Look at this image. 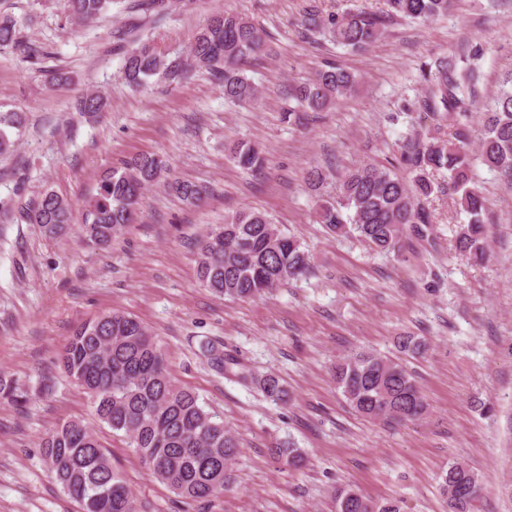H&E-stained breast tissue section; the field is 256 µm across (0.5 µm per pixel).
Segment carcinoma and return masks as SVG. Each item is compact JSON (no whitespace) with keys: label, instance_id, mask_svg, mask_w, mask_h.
I'll return each instance as SVG.
<instances>
[{"label":"carcinoma","instance_id":"cac0c4a2","mask_svg":"<svg viewBox=\"0 0 512 512\" xmlns=\"http://www.w3.org/2000/svg\"><path fill=\"white\" fill-rule=\"evenodd\" d=\"M454 0H384L385 14L421 22L448 15ZM112 0H68V22L81 27L109 10ZM300 27L307 33L328 29L332 39L353 51H366L385 36L383 17L364 8L345 10L327 18L314 10L306 12ZM266 29L240 14L218 12L196 33L186 59H170L145 43L125 57L124 74L137 90L156 74L183 80L193 69L212 72L224 87V98L249 105L257 98L255 85L240 65L266 50ZM24 49L21 24L11 15H0V51ZM475 51L458 71L453 60H440L435 70H422L427 93L417 109L453 128L452 141L433 137L415 145L406 156L411 178L388 168L362 164L341 179L336 196L316 203V219L338 237L352 232L378 251L394 252L405 227L423 234L432 223L424 201L439 189L435 174L448 172V186L457 195L459 212L467 216L455 238V250L478 265L487 258L483 215L487 199L474 181L469 154L467 117L476 102L471 61ZM355 75L328 64L315 78L298 88V107L285 110L288 120L296 109L325 112L350 95ZM105 98L91 92L80 103L81 111H103ZM479 138V156L490 167L512 173V74L484 113ZM26 116L22 112L0 113V155L15 145ZM230 158L243 170L256 171L265 158L255 146L240 142L230 149ZM167 168L154 153L139 154L112 167L101 179L96 194L83 203L81 232L89 242L110 243L123 227L133 223L136 208L147 187L157 183ZM168 188L180 199L196 202L201 191L192 183L172 181ZM26 220L37 225L48 239L65 235L73 227V204L46 188L24 210ZM195 261L202 284L216 294L246 300L310 273V257L299 239L280 229L263 212L242 209L215 224L196 246ZM396 348L406 356H420L427 349L418 336L397 337ZM211 365L246 381L250 374L241 363L219 348L207 346ZM61 364L65 374L91 399L98 421L120 432L151 475L178 497L196 501L224 488L229 463L239 452L238 436L224 427V420L205 409L194 392L175 385L168 372L166 354L148 327L125 313L109 312L81 324L67 340ZM338 388L361 416L403 423L422 417L426 401L414 374L400 359L373 352H356L336 362ZM267 399L276 404L290 400L281 379L269 374L257 380ZM0 397L16 406L26 394L15 383L0 378ZM44 462L62 490L75 499L81 512H139L134 491L112 466L107 450L96 433L81 420H67L48 432L41 442ZM273 458L293 468L305 463L298 448L278 444ZM443 493L465 488L477 479L466 464L454 462L440 475ZM349 512H401L396 500L363 498Z\"/></svg>","mask_w":512,"mask_h":512}]
</instances>
